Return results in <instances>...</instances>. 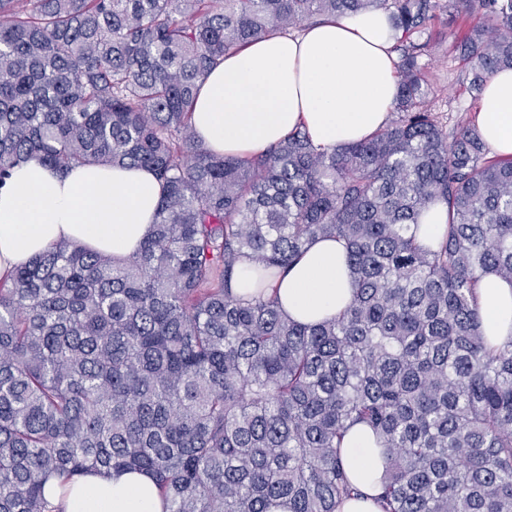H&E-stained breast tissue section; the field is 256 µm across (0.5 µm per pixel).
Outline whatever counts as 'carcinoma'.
<instances>
[{
    "instance_id": "obj_1",
    "label": "carcinoma",
    "mask_w": 512,
    "mask_h": 512,
    "mask_svg": "<svg viewBox=\"0 0 512 512\" xmlns=\"http://www.w3.org/2000/svg\"><path fill=\"white\" fill-rule=\"evenodd\" d=\"M384 9L402 49L394 118L340 148L299 129L266 153L195 140L199 82L238 47ZM468 89L512 69V0H0V183L32 159L147 167L163 184L135 255L49 246L0 281V512H62L52 476L139 471L164 512H336L341 442L371 427L381 512H512V338L476 290L512 279V159L424 104L440 14ZM448 208L434 247L417 239ZM345 243L349 306L316 325L259 292L313 241ZM448 223V208L440 203L430 205L420 218V238L430 244L440 238ZM253 263L243 258L237 264V276L232 284V290L235 294H249L254 289V278L252 276Z\"/></svg>"
}]
</instances>
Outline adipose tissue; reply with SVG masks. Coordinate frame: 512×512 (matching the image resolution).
<instances>
[{"instance_id": "ef3b65f1", "label": "adipose tissue", "mask_w": 512, "mask_h": 512, "mask_svg": "<svg viewBox=\"0 0 512 512\" xmlns=\"http://www.w3.org/2000/svg\"><path fill=\"white\" fill-rule=\"evenodd\" d=\"M388 14L373 9L311 24L227 54L205 75L192 128L213 153L246 157L265 151L295 128L325 148L369 138L388 122L398 91ZM475 128L491 153L512 158V70L493 75L474 108ZM162 184L143 167L85 165L55 172L31 160L0 182V280L31 256L60 242L127 257L149 233ZM263 287L276 293L288 319L317 324L340 314L355 288L346 247L333 239L310 246ZM483 330L495 343L512 337V282L489 275L478 288ZM376 438L352 427L342 456L357 498L337 512H380L383 475ZM45 494L64 512H163L154 480L141 472H89Z\"/></svg>"}]
</instances>
